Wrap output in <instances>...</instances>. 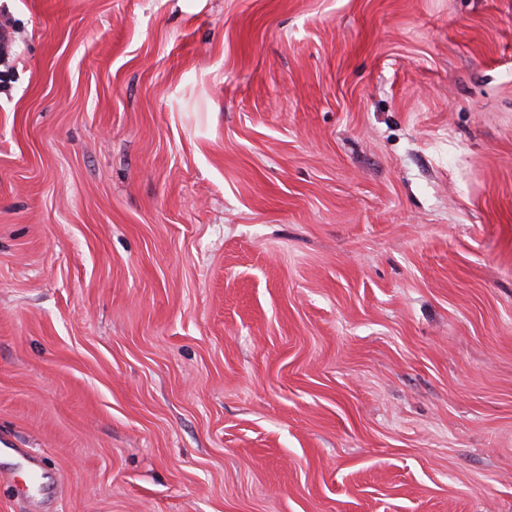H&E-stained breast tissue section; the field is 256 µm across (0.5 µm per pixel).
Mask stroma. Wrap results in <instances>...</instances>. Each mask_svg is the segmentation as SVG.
I'll use <instances>...</instances> for the list:
<instances>
[{
  "mask_svg": "<svg viewBox=\"0 0 512 512\" xmlns=\"http://www.w3.org/2000/svg\"><path fill=\"white\" fill-rule=\"evenodd\" d=\"M1 21L0 512H512V0Z\"/></svg>",
  "mask_w": 512,
  "mask_h": 512,
  "instance_id": "obj_1",
  "label": "stroma"
}]
</instances>
